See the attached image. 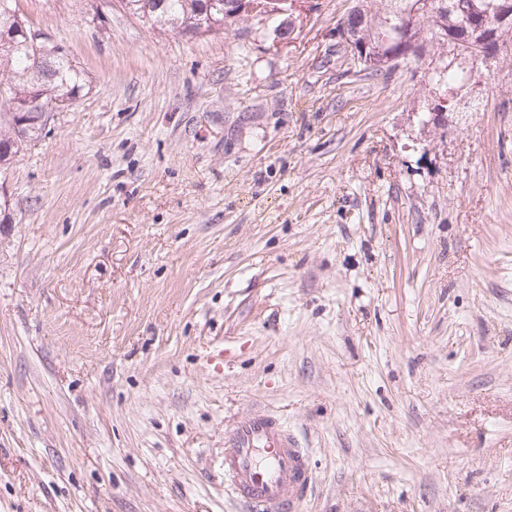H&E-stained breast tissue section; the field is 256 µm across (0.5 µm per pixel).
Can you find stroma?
<instances>
[{
    "label": "stroma",
    "mask_w": 512,
    "mask_h": 512,
    "mask_svg": "<svg viewBox=\"0 0 512 512\" xmlns=\"http://www.w3.org/2000/svg\"><path fill=\"white\" fill-rule=\"evenodd\" d=\"M86 85L0 171V512H241L224 435L307 448L302 512H512V45L429 120L427 42L19 0Z\"/></svg>",
    "instance_id": "35a3bbf8"
}]
</instances>
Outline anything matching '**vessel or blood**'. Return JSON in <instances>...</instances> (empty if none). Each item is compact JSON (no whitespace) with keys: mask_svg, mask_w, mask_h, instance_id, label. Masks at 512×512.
Here are the masks:
<instances>
[{"mask_svg":"<svg viewBox=\"0 0 512 512\" xmlns=\"http://www.w3.org/2000/svg\"><path fill=\"white\" fill-rule=\"evenodd\" d=\"M224 480L244 512H299L313 472L297 437L259 411L226 433Z\"/></svg>","mask_w":512,"mask_h":512,"instance_id":"1","label":"vessel or blood"}]
</instances>
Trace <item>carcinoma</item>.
<instances>
[{"label": "carcinoma", "instance_id": "1", "mask_svg": "<svg viewBox=\"0 0 512 512\" xmlns=\"http://www.w3.org/2000/svg\"><path fill=\"white\" fill-rule=\"evenodd\" d=\"M372 11L364 4L355 10L364 20L357 30L355 44L373 60L368 69L381 72L388 69L385 58L401 46L397 25L412 10L415 0H379ZM125 8L138 19L158 31H180L193 36L224 30V0H209V12H203L202 0H122ZM478 11L475 22L496 32L495 42L505 45L512 40V23L500 25L497 16L503 9L512 11V0H475ZM454 0H431L429 10L415 20L409 40L413 48L424 44L425 29L435 36H447L448 15ZM31 49L18 31V23L0 14V165L7 166L26 142L38 138L46 127L41 113H29V124L20 127L17 110L37 100L49 103L65 96L76 98L84 87V75L67 52L37 75L32 70ZM471 70L455 65L437 74V80L450 88L465 84Z\"/></svg>", "mask_w": 512, "mask_h": 512}]
</instances>
